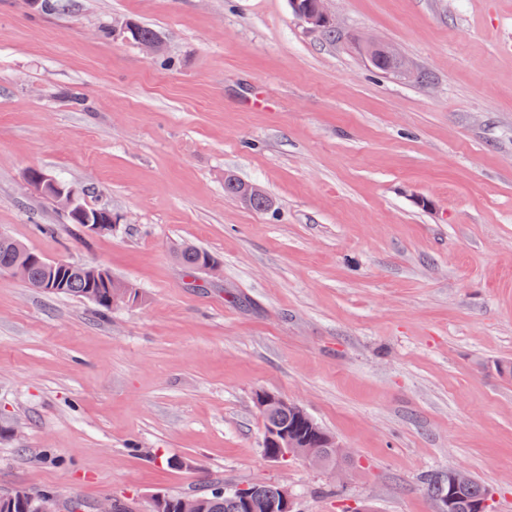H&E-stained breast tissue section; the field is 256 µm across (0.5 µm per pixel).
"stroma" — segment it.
<instances>
[{
    "mask_svg": "<svg viewBox=\"0 0 512 512\" xmlns=\"http://www.w3.org/2000/svg\"><path fill=\"white\" fill-rule=\"evenodd\" d=\"M330 8L332 37L290 0H0V234L142 293L102 317L0 272V490L146 512L266 481L295 512H436L424 479L458 467L512 512V0ZM33 169L120 224L74 240ZM181 243L219 269L189 275ZM260 391L335 467L265 457Z\"/></svg>",
    "mask_w": 512,
    "mask_h": 512,
    "instance_id": "obj_1",
    "label": "stroma"
}]
</instances>
